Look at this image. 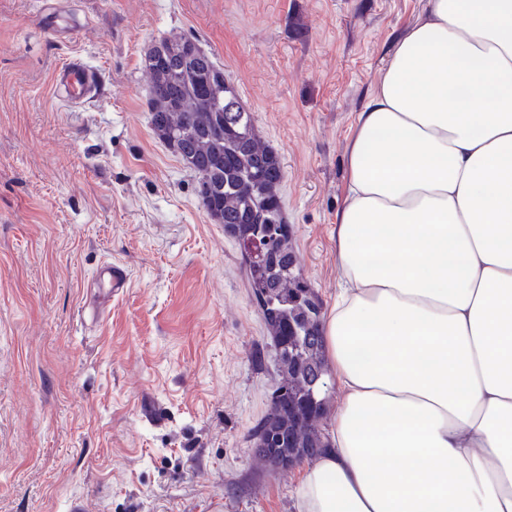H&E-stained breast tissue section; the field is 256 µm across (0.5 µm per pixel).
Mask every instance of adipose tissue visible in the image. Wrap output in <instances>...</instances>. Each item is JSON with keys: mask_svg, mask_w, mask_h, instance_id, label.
Masks as SVG:
<instances>
[{"mask_svg": "<svg viewBox=\"0 0 512 512\" xmlns=\"http://www.w3.org/2000/svg\"><path fill=\"white\" fill-rule=\"evenodd\" d=\"M347 170L344 399L294 512H512V0H428Z\"/></svg>", "mask_w": 512, "mask_h": 512, "instance_id": "adipose-tissue-1", "label": "adipose tissue"}]
</instances>
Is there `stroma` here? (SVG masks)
Instances as JSON below:
<instances>
[{
  "label": "stroma",
  "mask_w": 512,
  "mask_h": 512,
  "mask_svg": "<svg viewBox=\"0 0 512 512\" xmlns=\"http://www.w3.org/2000/svg\"><path fill=\"white\" fill-rule=\"evenodd\" d=\"M426 3L0 0V512H294L299 468L255 450L280 377L244 251L154 135L145 54L187 36L223 67L328 308L353 125ZM76 57L102 85L72 109ZM126 278L127 275L121 267L107 263L97 270L92 285L107 282L111 291L117 292L124 287Z\"/></svg>",
  "instance_id": "obj_1"
}]
</instances>
